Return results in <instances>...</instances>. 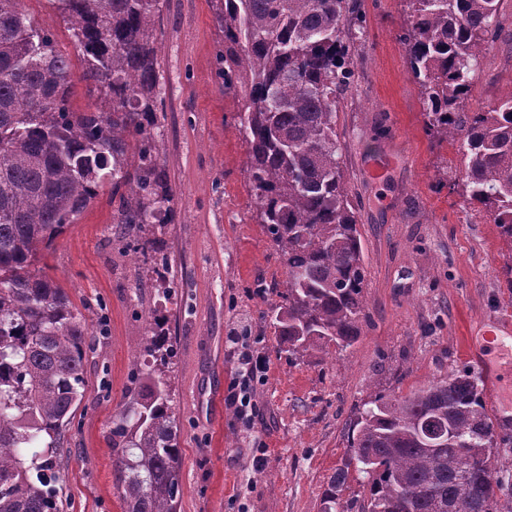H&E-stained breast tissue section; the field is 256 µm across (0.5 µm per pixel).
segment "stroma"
Wrapping results in <instances>:
<instances>
[{"instance_id":"obj_1","label":"stroma","mask_w":512,"mask_h":512,"mask_svg":"<svg viewBox=\"0 0 512 512\" xmlns=\"http://www.w3.org/2000/svg\"><path fill=\"white\" fill-rule=\"evenodd\" d=\"M23 6L81 73L82 57L50 0ZM364 11L363 49L338 132L364 251L367 321L352 347L292 364L264 318L272 298L254 292L255 283L286 275L248 190L247 145L232 120L240 102L216 76L224 35L210 0H165V110L155 131L178 218L124 231L104 193L35 263L88 328L87 391L60 448L63 512H123L113 421L144 366L138 344L152 329L175 352L167 380L182 450L181 512H319L356 405L380 390L400 395L488 364L498 371L497 386L483 390L495 422L493 475L512 499V341L504 338L512 330V248L483 214L464 209L459 193L435 187L439 171L457 165V147L424 131L419 87L398 40L400 0H364ZM511 91L508 25L482 59L467 106ZM381 154L394 164L378 180L369 164ZM131 240L155 246L135 259L125 251ZM159 255L170 277L155 273ZM239 323L251 332L247 349L269 361L247 422L214 398L238 376L239 352L224 338Z\"/></svg>"}]
</instances>
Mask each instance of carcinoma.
I'll return each mask as SVG.
<instances>
[{
	"mask_svg": "<svg viewBox=\"0 0 512 512\" xmlns=\"http://www.w3.org/2000/svg\"><path fill=\"white\" fill-rule=\"evenodd\" d=\"M80 48V79L100 95L73 112L75 74L54 33L0 0V512H60L58 449L85 396L87 328L65 290L33 270L41 248L101 193L112 223L170 224L169 175L157 113L160 0H50ZM224 93L248 146L259 223L286 269L267 317L289 362L346 349L366 319V269L337 117L363 29L358 0H215ZM399 35L420 89L425 132L459 144L461 189L512 246V92L486 110L466 100L503 0H404ZM133 398L115 415L113 468L124 512H177V424L165 368L174 349L154 332ZM439 441L426 449V433ZM494 425L483 380L465 367L406 396L382 391L354 413L349 457L327 477L321 512H504L490 467ZM367 500L336 510L351 462Z\"/></svg>",
	"mask_w": 512,
	"mask_h": 512,
	"instance_id": "carcinoma-1",
	"label": "carcinoma"
}]
</instances>
